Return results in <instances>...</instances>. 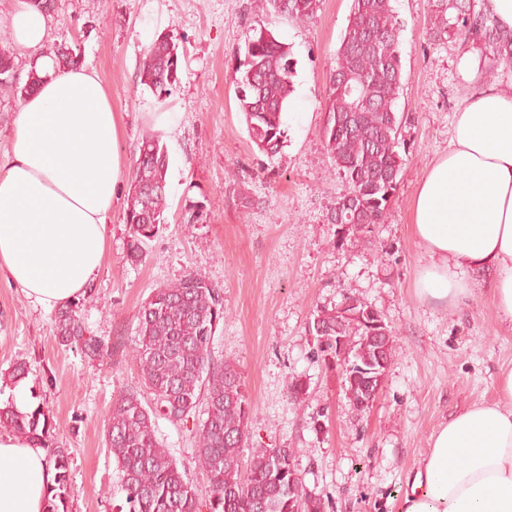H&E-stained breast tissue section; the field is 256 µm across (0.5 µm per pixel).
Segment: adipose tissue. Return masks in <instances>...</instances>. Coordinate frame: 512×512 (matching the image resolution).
I'll use <instances>...</instances> for the list:
<instances>
[{
	"label": "adipose tissue",
	"instance_id": "ef3b65f1",
	"mask_svg": "<svg viewBox=\"0 0 512 512\" xmlns=\"http://www.w3.org/2000/svg\"><path fill=\"white\" fill-rule=\"evenodd\" d=\"M9 30L16 46L39 50L47 16L22 6ZM36 67L41 81L19 104L0 172V270L32 303L64 308L88 293L103 264L121 123L96 73L57 70L46 57ZM411 218L430 258L418 296L461 302L470 292L463 272L490 271L496 314L512 326V90L490 87L467 100ZM498 393L433 433L400 512H512V368ZM53 482L46 449L0 434V512H45Z\"/></svg>",
	"mask_w": 512,
	"mask_h": 512
}]
</instances>
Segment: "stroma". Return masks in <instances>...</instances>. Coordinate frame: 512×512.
<instances>
[{"label":"stroma","instance_id":"obj_1","mask_svg":"<svg viewBox=\"0 0 512 512\" xmlns=\"http://www.w3.org/2000/svg\"><path fill=\"white\" fill-rule=\"evenodd\" d=\"M404 74L396 109L405 147L398 192L371 242L329 221L348 190L324 144L330 70L352 0H321L300 22L268 0H56L45 49L72 47L106 85L122 115V183L134 150L155 131L169 157L166 222L142 263L127 262L126 194L112 206L108 249L79 303L92 335L135 336L138 312L155 289L197 272L222 289L224 321L215 361L240 368L253 406L252 448L295 449V465L325 512H398L430 438L472 403L496 400L502 369L512 367V328L490 294L492 273H464L471 293L452 306L421 299L418 277L429 259L411 227L413 198L431 162L446 152L455 116L471 94L512 84V67L487 70L472 43L432 45L429 0H394ZM265 28L287 44L294 91L283 114L287 141L267 158L250 141L237 104L234 70L247 31ZM179 46L178 81L165 102L138 82L156 33ZM174 113L163 128L160 111ZM201 202L203 222L184 221L186 200ZM354 296L394 334L393 359L367 412L349 405L341 377L318 358L308 331L314 310ZM54 312L34 305L0 272V401L24 394L50 414L47 448L69 458L65 512H119L125 504L105 435L112 403L142 389L132 350L100 361L61 344ZM29 374L12 386L8 373ZM304 394L288 395L292 382ZM158 435L196 484L194 421H156Z\"/></svg>","mask_w":512,"mask_h":512}]
</instances>
